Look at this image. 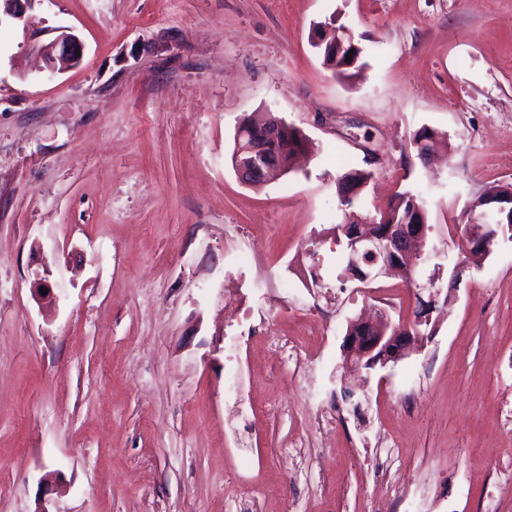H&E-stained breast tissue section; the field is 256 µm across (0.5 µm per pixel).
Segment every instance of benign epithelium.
Segmentation results:
<instances>
[{
  "label": "benign epithelium",
  "mask_w": 512,
  "mask_h": 512,
  "mask_svg": "<svg viewBox=\"0 0 512 512\" xmlns=\"http://www.w3.org/2000/svg\"><path fill=\"white\" fill-rule=\"evenodd\" d=\"M314 45L326 56H339L346 50L352 59L358 58L359 46L349 28L335 29L322 26ZM37 50L50 63L58 59L71 66L82 59L83 45L77 36L62 33L49 42L36 44ZM247 130L238 133V153L252 156L248 165H238L235 171L246 183L261 182L275 173L283 172L278 166L265 165L257 154L261 153L260 140L245 136ZM425 211L416 206L413 224L387 228L382 224H348L343 229L344 238H335L343 248L345 279L368 284L387 271L413 274L427 244L430 226L424 221ZM508 217L512 220V191L493 194L478 199L471 209L473 226L467 234L469 250L480 255L490 254L497 233L492 231L491 219ZM436 276L417 285V316L410 322H394L383 311L370 319L357 318L349 322L342 343L343 363L367 370L397 363L424 345L433 335L429 331L432 313L436 309L441 289L436 287ZM428 292L423 298L421 292Z\"/></svg>",
  "instance_id": "obj_1"
}]
</instances>
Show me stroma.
Segmentation results:
<instances>
[{
	"label": "stroma",
	"mask_w": 512,
	"mask_h": 512,
	"mask_svg": "<svg viewBox=\"0 0 512 512\" xmlns=\"http://www.w3.org/2000/svg\"><path fill=\"white\" fill-rule=\"evenodd\" d=\"M331 17L364 50L347 80L313 46ZM64 31L83 57L54 71L32 45ZM257 112L311 151L249 185L230 154ZM346 165L372 173L348 210ZM510 187L512 0L0 17V512H512V233L456 270L470 204ZM406 190L437 248L416 279L454 294L420 351L372 371L367 419L325 425L358 380L348 320L416 305L397 276L343 280L335 226Z\"/></svg>",
	"instance_id": "obj_1"
}]
</instances>
